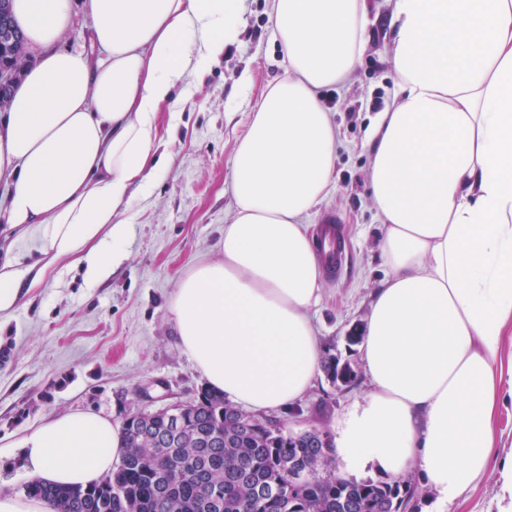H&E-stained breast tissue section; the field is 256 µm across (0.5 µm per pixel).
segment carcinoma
Segmentation results:
<instances>
[{"mask_svg":"<svg viewBox=\"0 0 512 512\" xmlns=\"http://www.w3.org/2000/svg\"><path fill=\"white\" fill-rule=\"evenodd\" d=\"M12 0H0V70L24 66ZM335 382L355 377L333 356ZM208 389L199 392L170 432L166 412L130 411L121 422L127 454L101 483L53 487L39 480L23 493L54 512H407L416 488L399 478L358 482L336 475L335 445L320 431L288 433Z\"/></svg>","mask_w":512,"mask_h":512,"instance_id":"obj_1","label":"carcinoma"}]
</instances>
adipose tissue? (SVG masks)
<instances>
[{
	"instance_id": "ef3b65f1",
	"label": "adipose tissue",
	"mask_w": 512,
	"mask_h": 512,
	"mask_svg": "<svg viewBox=\"0 0 512 512\" xmlns=\"http://www.w3.org/2000/svg\"><path fill=\"white\" fill-rule=\"evenodd\" d=\"M90 41L60 49L72 0H13L38 62L0 119L7 224L35 230L39 262L83 254L106 273L134 189L171 163L158 114L223 51L235 0H87ZM285 73L257 104L231 159L234 205L219 259L180 276L168 305L181 352L209 388L253 413L302 400L320 369L309 311L321 298L306 219L336 169L323 88L365 46L366 0H271ZM399 100L367 142L368 187L388 275L373 296L362 357L372 390L337 427L336 472L382 477L419 466L438 502L497 467L512 512V448L495 420L512 397V0H395ZM25 474L86 486L125 450L118 423L50 416L15 444Z\"/></svg>"
}]
</instances>
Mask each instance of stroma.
<instances>
[{"label": "stroma", "mask_w": 512, "mask_h": 512, "mask_svg": "<svg viewBox=\"0 0 512 512\" xmlns=\"http://www.w3.org/2000/svg\"><path fill=\"white\" fill-rule=\"evenodd\" d=\"M236 6L237 28L223 55L180 106L159 113V134L173 162L147 192H135L124 214L129 233L122 257L95 282L70 258L40 278L23 275L19 299L0 321V342L13 341L10 362L0 366V447L53 414L79 409L118 422L129 410L193 401L204 388L178 348L168 303L188 267L220 257L233 205L234 147L268 85L284 71L269 0H237ZM390 11L389 0H369L358 68L346 83L321 92L336 128V171L308 219L314 234L325 219L337 220L351 244L348 277L323 280L322 301L310 316L322 357L350 363L356 378L343 385L319 372L303 400L286 411H267L291 432L335 433L371 390L360 347L347 338L363 330L386 274L364 143L397 89ZM498 490L496 472H487L444 512H496Z\"/></svg>", "instance_id": "1"}]
</instances>
